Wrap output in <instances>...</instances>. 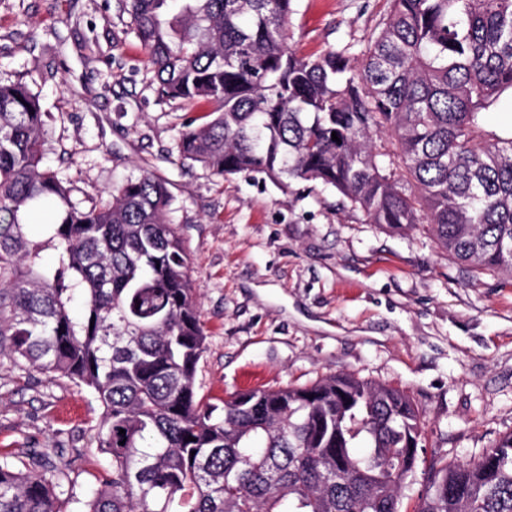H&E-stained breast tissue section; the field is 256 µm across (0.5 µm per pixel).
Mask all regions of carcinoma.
<instances>
[{
	"instance_id": "cac0c4a2",
	"label": "carcinoma",
	"mask_w": 512,
	"mask_h": 512,
	"mask_svg": "<svg viewBox=\"0 0 512 512\" xmlns=\"http://www.w3.org/2000/svg\"><path fill=\"white\" fill-rule=\"evenodd\" d=\"M128 2L161 95L213 105L181 160L330 186L371 224L425 223L461 264L512 275V129L482 118L512 90V0H392L359 71L345 48L288 47L293 0ZM45 117L27 85L0 82V337L101 409L107 466L85 512H400L425 435L410 398L345 373L221 409L197 398L206 335L166 183L78 206L40 168ZM39 216L49 271L26 230ZM69 469L0 452V512H62ZM425 475L413 512H512V433Z\"/></svg>"
}]
</instances>
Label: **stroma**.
I'll return each instance as SVG.
<instances>
[{
	"label": "stroma",
	"instance_id": "35a3bbf8",
	"mask_svg": "<svg viewBox=\"0 0 512 512\" xmlns=\"http://www.w3.org/2000/svg\"><path fill=\"white\" fill-rule=\"evenodd\" d=\"M391 8L294 0L287 42L346 47L356 65ZM0 80L39 95L43 165L81 206L146 173L167 182L206 333L199 396L218 405L347 372L414 401L426 457L468 462L512 432V279L462 265L426 225L367 223L321 184L180 161L181 134L211 107L161 96L127 0H0ZM98 416L87 389L0 351V448L71 462L63 512H81L107 463L89 440Z\"/></svg>",
	"mask_w": 512,
	"mask_h": 512
}]
</instances>
